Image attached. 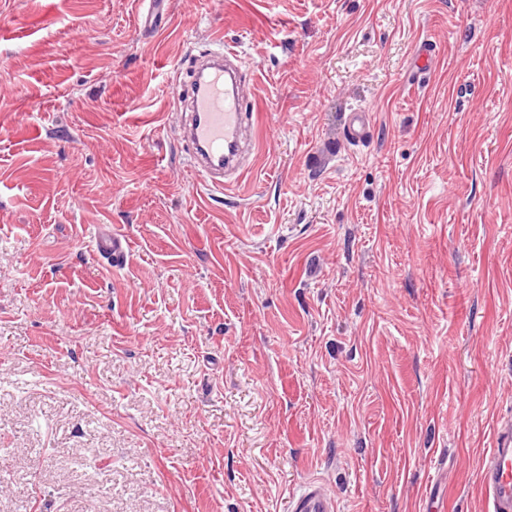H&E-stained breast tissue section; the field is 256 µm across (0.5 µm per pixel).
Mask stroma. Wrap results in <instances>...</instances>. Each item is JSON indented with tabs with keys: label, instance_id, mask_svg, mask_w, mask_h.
<instances>
[{
	"label": "stroma",
	"instance_id": "stroma-1",
	"mask_svg": "<svg viewBox=\"0 0 512 512\" xmlns=\"http://www.w3.org/2000/svg\"><path fill=\"white\" fill-rule=\"evenodd\" d=\"M164 9L149 35L136 0H0V512H288L310 478L340 512H480L512 418V0ZM218 32L257 74L223 192L174 96ZM372 129L371 115L363 109H358L350 114L346 133L347 137L353 142H363L366 140ZM96 251L106 256L112 266L120 267L127 259L128 242L125 236L116 230H104L95 237Z\"/></svg>",
	"mask_w": 512,
	"mask_h": 512
}]
</instances>
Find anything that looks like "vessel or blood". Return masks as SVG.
<instances>
[{
  "instance_id": "vessel-or-blood-1",
  "label": "vessel or blood",
  "mask_w": 512,
  "mask_h": 512,
  "mask_svg": "<svg viewBox=\"0 0 512 512\" xmlns=\"http://www.w3.org/2000/svg\"><path fill=\"white\" fill-rule=\"evenodd\" d=\"M214 48L196 56L189 79L179 97L185 109L183 140L189 164L201 181L214 189L232 186L243 149V132L252 123L243 91L245 77L233 68L235 49L215 38ZM372 129L371 115L358 109L351 113L346 133L351 141L366 140ZM95 248L113 266L125 264L128 242L116 230H104L95 238ZM479 489L486 512H512V422L497 426L493 448L479 460ZM289 512H339L338 503L323 481H307L290 494Z\"/></svg>"
}]
</instances>
